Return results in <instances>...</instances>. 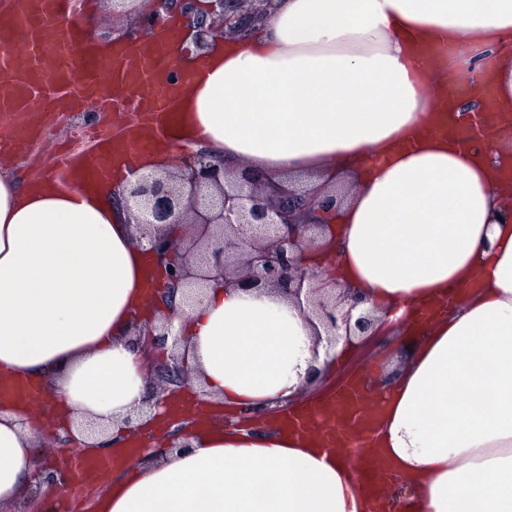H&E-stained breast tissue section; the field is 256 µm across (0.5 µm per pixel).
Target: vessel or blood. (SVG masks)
Instances as JSON below:
<instances>
[{
	"instance_id": "obj_1",
	"label": "vessel or blood",
	"mask_w": 512,
	"mask_h": 512,
	"mask_svg": "<svg viewBox=\"0 0 512 512\" xmlns=\"http://www.w3.org/2000/svg\"><path fill=\"white\" fill-rule=\"evenodd\" d=\"M70 6L69 0H10L11 18L0 26V42L16 47L0 57V115L26 114L32 126L44 114L63 111L80 100L155 117L152 129L130 127L122 138L104 137L82 155L71 157L68 174L86 182L104 181L114 157L131 158L150 148L153 139L176 125L173 104L194 81L191 72L172 81L166 50L159 44H116L104 57L91 48H77L74 32L53 28L51 19ZM33 393L18 374H0V397L22 401ZM357 412L362 431H369L379 414L368 405L358 386H351L331 403L285 419L288 428L303 427L309 415H318L326 429L336 430L338 417Z\"/></svg>"
}]
</instances>
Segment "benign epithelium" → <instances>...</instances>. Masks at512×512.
Instances as JSON below:
<instances>
[{"label": "benign epithelium", "instance_id": "1", "mask_svg": "<svg viewBox=\"0 0 512 512\" xmlns=\"http://www.w3.org/2000/svg\"><path fill=\"white\" fill-rule=\"evenodd\" d=\"M272 0H211L212 22L196 16L195 0H156L144 18L150 28L164 32L165 16L180 5L197 51L208 48L212 25L240 35L263 17L262 5ZM121 204L132 214L138 239L146 241L158 258L160 279L154 288L161 302L181 294L183 305L200 301L204 283L221 278L239 288L270 287L288 299L312 305L325 322L327 335L369 336L375 321L356 313L362 299L328 277L323 270L299 264L303 248H314L322 225L302 224L298 215L310 210H333L337 197L320 196L267 179L243 167L233 172L224 163L200 152L192 164L176 173L144 174L126 184ZM182 224L186 235L176 247L164 227ZM181 313H167L160 326L139 336L144 352L172 342L171 372L180 382L190 380L177 349L184 336L174 321Z\"/></svg>", "mask_w": 512, "mask_h": 512}]
</instances>
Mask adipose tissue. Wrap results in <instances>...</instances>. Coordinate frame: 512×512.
Segmentation results:
<instances>
[{"instance_id": "1", "label": "adipose tissue", "mask_w": 512, "mask_h": 512, "mask_svg": "<svg viewBox=\"0 0 512 512\" xmlns=\"http://www.w3.org/2000/svg\"><path fill=\"white\" fill-rule=\"evenodd\" d=\"M177 105L178 133L155 142L117 184L176 170L211 147L275 181H350L307 263L334 266L379 321L418 331L383 383L371 436L328 443L319 422L258 435L221 414L299 406L345 345L269 288L209 281L186 308L181 353L214 419L189 445L157 450L116 478L93 512H512V0H273L260 29L210 37ZM496 62L489 148L451 143L436 106L449 81ZM157 272L109 186L30 181L0 167V373L41 380L77 447L151 436L136 328L151 323ZM481 288L470 293L473 280ZM47 414L0 401V512L39 483ZM383 460L378 490L353 451Z\"/></svg>"}]
</instances>
